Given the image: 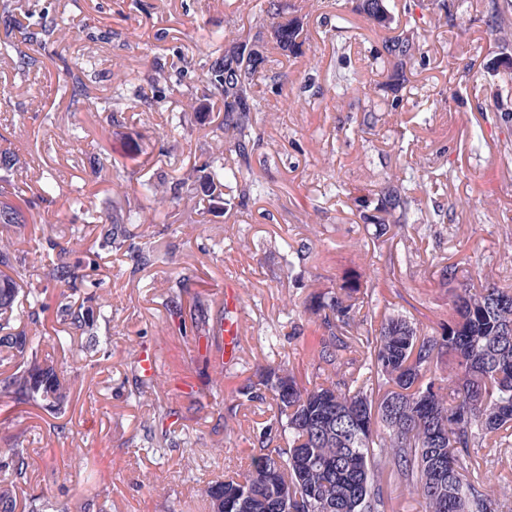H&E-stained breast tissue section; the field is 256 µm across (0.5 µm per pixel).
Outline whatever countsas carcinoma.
<instances>
[{
  "label": "carcinoma",
  "mask_w": 512,
  "mask_h": 512,
  "mask_svg": "<svg viewBox=\"0 0 512 512\" xmlns=\"http://www.w3.org/2000/svg\"><path fill=\"white\" fill-rule=\"evenodd\" d=\"M356 11L384 28L392 16L384 0H358ZM271 38L292 56L303 54L306 37L297 17H282L279 0H268ZM264 39L238 35L218 47L222 55L207 71V84L222 99L224 138L237 165L216 160L208 170V189L239 184L258 147L252 113L257 111L260 71L265 62ZM420 50L414 36L401 32L384 40L390 64L386 88L392 92L408 81L406 65ZM32 186L25 180L0 184V229L27 223L20 204L28 203ZM369 217L386 234L390 226L411 220V200L404 179L394 175L382 184ZM462 257L441 270L452 313L440 335H427L403 315H391L379 328L356 320L363 307L361 285L346 276L336 290L310 297L309 307L322 317L327 338L319 362L341 364L348 342L360 340L361 365L342 381L330 378L307 387L292 373L258 371V380L240 394L249 401L271 396L276 421L259 435V451L250 468L237 477L211 483L210 512H385L382 490L375 479L386 462L412 492L423 499L424 512H497L512 498V483L485 478L468 480L476 469L473 448H500L512 441V288L467 285L457 288ZM67 269L73 291L84 282L82 264L68 267L49 259L46 279ZM47 288L23 291L14 276L0 271V344L19 359L15 374L3 385L20 403L61 410L66 398L53 362L38 358V348L15 331L19 297L38 321L50 311ZM56 321L89 329L88 347L108 353V339L90 330L93 314L84 305L59 303ZM23 449L10 448L0 470L14 478L0 480V512H15L16 480L24 478L16 459Z\"/></svg>",
  "instance_id": "obj_1"
}]
</instances>
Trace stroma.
<instances>
[{
  "label": "stroma",
  "mask_w": 512,
  "mask_h": 512,
  "mask_svg": "<svg viewBox=\"0 0 512 512\" xmlns=\"http://www.w3.org/2000/svg\"><path fill=\"white\" fill-rule=\"evenodd\" d=\"M304 26L298 57L265 49L258 96L261 144L245 177L260 194L201 214L205 181L192 163H235L224 112L206 88L213 52L230 34L269 30L264 0H0V176L49 174L65 195L31 194V224L0 241L24 281L43 278L50 244L80 261L73 303L100 312L109 353L81 331L17 325L53 359L68 399L60 413L0 395V456L26 448L19 503L37 495L54 512H209L212 481L244 471L276 411L240 389L262 367L319 382L311 294L354 273L373 322L402 314L438 331L450 311L439 284L448 258L469 257L474 284L512 285V0H453L447 23L432 0H386L384 29L349 0H282ZM499 6L507 28L491 31ZM410 30L421 51L408 81L386 91L388 32ZM374 110L375 125L362 127ZM138 141L140 154L128 153ZM408 171L415 223L379 234L364 203ZM179 205L135 225L157 262L98 246L101 225L141 203V181ZM236 283V361L224 354V292ZM198 327L180 331L175 307ZM153 351L168 383L143 381L129 344ZM175 427L171 438L164 430ZM378 482L386 512H422L390 466Z\"/></svg>",
  "instance_id": "obj_1"
}]
</instances>
